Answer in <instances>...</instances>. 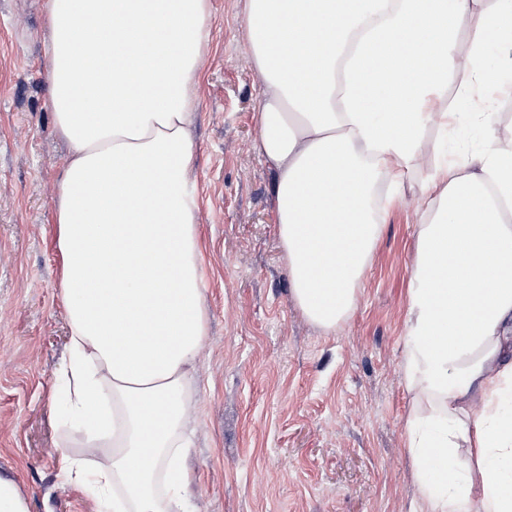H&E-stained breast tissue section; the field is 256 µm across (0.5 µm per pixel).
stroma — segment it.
I'll return each mask as SVG.
<instances>
[{"label": "stroma", "instance_id": "obj_1", "mask_svg": "<svg viewBox=\"0 0 512 512\" xmlns=\"http://www.w3.org/2000/svg\"><path fill=\"white\" fill-rule=\"evenodd\" d=\"M191 172L207 335L185 415L189 512H409L404 357L418 189L384 214L357 308L336 332L292 298L275 172L258 152L263 83L245 0H212ZM44 0H0V477L29 512H97L65 482L56 394L69 356L53 204L68 160L50 98Z\"/></svg>", "mask_w": 512, "mask_h": 512}]
</instances>
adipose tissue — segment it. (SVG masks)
Returning a JSON list of instances; mask_svg holds the SVG:
<instances>
[{
    "label": "adipose tissue",
    "instance_id": "obj_1",
    "mask_svg": "<svg viewBox=\"0 0 512 512\" xmlns=\"http://www.w3.org/2000/svg\"><path fill=\"white\" fill-rule=\"evenodd\" d=\"M264 79L258 149L277 172L292 296L330 333L351 317L381 234V187L417 176L424 131L485 135L425 182L406 320L413 512H512V149L491 82L512 84V0H247ZM211 0H45L54 202L80 455L65 481L112 512H187L184 405L206 334L191 125ZM469 34L466 56L457 53ZM453 111L431 103L449 76Z\"/></svg>",
    "mask_w": 512,
    "mask_h": 512
}]
</instances>
